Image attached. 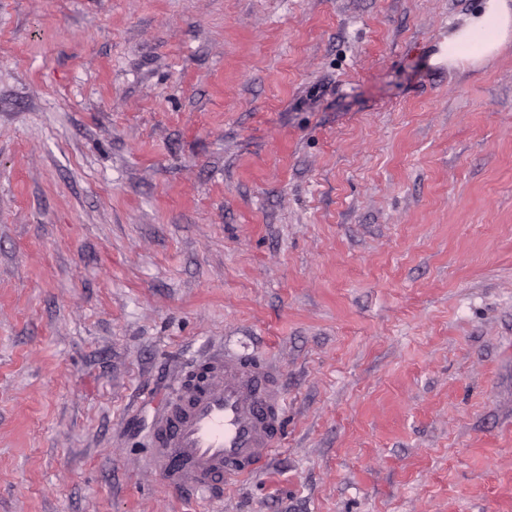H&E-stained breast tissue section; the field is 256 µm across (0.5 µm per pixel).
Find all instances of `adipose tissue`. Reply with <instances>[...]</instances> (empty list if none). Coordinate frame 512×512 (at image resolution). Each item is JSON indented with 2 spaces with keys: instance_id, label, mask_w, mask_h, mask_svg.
Returning a JSON list of instances; mask_svg holds the SVG:
<instances>
[{
  "instance_id": "adipose-tissue-1",
  "label": "adipose tissue",
  "mask_w": 512,
  "mask_h": 512,
  "mask_svg": "<svg viewBox=\"0 0 512 512\" xmlns=\"http://www.w3.org/2000/svg\"><path fill=\"white\" fill-rule=\"evenodd\" d=\"M511 34L512 5L507 0H485L480 12L449 35L442 56L452 65H478L496 54Z\"/></svg>"
}]
</instances>
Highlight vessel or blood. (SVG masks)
<instances>
[{
    "mask_svg": "<svg viewBox=\"0 0 512 512\" xmlns=\"http://www.w3.org/2000/svg\"><path fill=\"white\" fill-rule=\"evenodd\" d=\"M283 410L266 363L200 355L152 431L153 465L168 486L202 491L260 473L282 439Z\"/></svg>",
    "mask_w": 512,
    "mask_h": 512,
    "instance_id": "obj_1",
    "label": "vessel or blood"
}]
</instances>
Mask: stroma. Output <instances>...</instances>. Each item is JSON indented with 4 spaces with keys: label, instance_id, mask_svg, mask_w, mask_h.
Masks as SVG:
<instances>
[{
    "label": "stroma",
    "instance_id": "1",
    "mask_svg": "<svg viewBox=\"0 0 512 512\" xmlns=\"http://www.w3.org/2000/svg\"><path fill=\"white\" fill-rule=\"evenodd\" d=\"M482 0H0V512H512V40ZM270 363L215 496L149 436ZM509 0H485L480 12L448 36L442 56L448 65L464 61L479 65L492 57L512 33V8ZM189 373L152 431V462L167 485L206 491L263 471L284 410L269 366L246 354H201Z\"/></svg>",
    "mask_w": 512,
    "mask_h": 512
}]
</instances>
